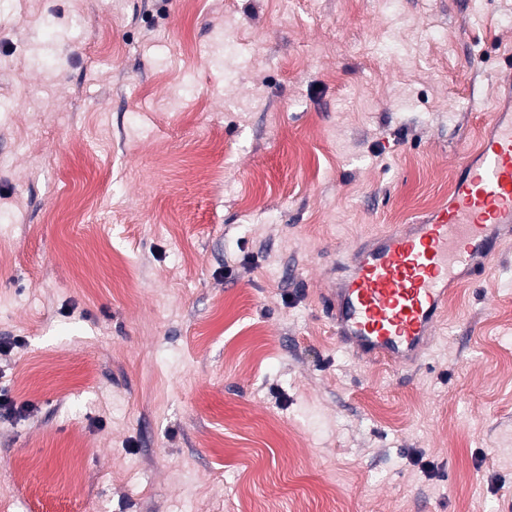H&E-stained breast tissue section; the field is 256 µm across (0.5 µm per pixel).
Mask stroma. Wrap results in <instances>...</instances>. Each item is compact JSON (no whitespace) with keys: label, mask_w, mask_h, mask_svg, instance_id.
I'll use <instances>...</instances> for the list:
<instances>
[{"label":"stroma","mask_w":512,"mask_h":512,"mask_svg":"<svg viewBox=\"0 0 512 512\" xmlns=\"http://www.w3.org/2000/svg\"><path fill=\"white\" fill-rule=\"evenodd\" d=\"M0 0V512H512V239L413 366L341 252L448 204L512 0Z\"/></svg>","instance_id":"stroma-1"}]
</instances>
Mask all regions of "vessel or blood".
I'll return each mask as SVG.
<instances>
[{
	"label": "vessel or blood",
	"instance_id": "obj_1",
	"mask_svg": "<svg viewBox=\"0 0 512 512\" xmlns=\"http://www.w3.org/2000/svg\"><path fill=\"white\" fill-rule=\"evenodd\" d=\"M448 205L372 236L330 279L336 337L363 358L414 365L444 314L451 288L486 272L512 238V118L493 115L491 134L462 155Z\"/></svg>",
	"mask_w": 512,
	"mask_h": 512
}]
</instances>
